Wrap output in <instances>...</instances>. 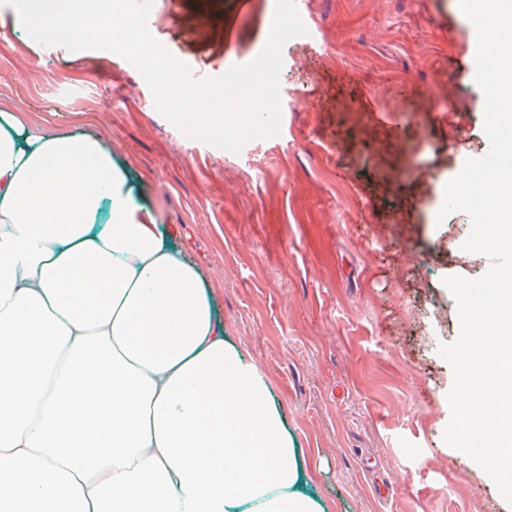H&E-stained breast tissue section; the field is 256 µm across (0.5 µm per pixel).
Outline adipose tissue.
Here are the masks:
<instances>
[{
	"mask_svg": "<svg viewBox=\"0 0 512 512\" xmlns=\"http://www.w3.org/2000/svg\"><path fill=\"white\" fill-rule=\"evenodd\" d=\"M112 144L0 109V512H327Z\"/></svg>",
	"mask_w": 512,
	"mask_h": 512,
	"instance_id": "ef3b65f1",
	"label": "adipose tissue"
}]
</instances>
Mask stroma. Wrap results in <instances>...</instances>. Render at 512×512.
Listing matches in <instances>:
<instances>
[{
	"mask_svg": "<svg viewBox=\"0 0 512 512\" xmlns=\"http://www.w3.org/2000/svg\"><path fill=\"white\" fill-rule=\"evenodd\" d=\"M282 48L278 136L188 138L118 54L44 46L0 8V109L109 140L140 203L209 282L265 372L306 489L329 512H512L447 445L460 333L447 276L482 277L446 183L487 154L477 36L459 0H307ZM276 0H159L148 28L224 74L266 46Z\"/></svg>",
	"mask_w": 512,
	"mask_h": 512,
	"instance_id": "35a3bbf8",
	"label": "stroma"
}]
</instances>
